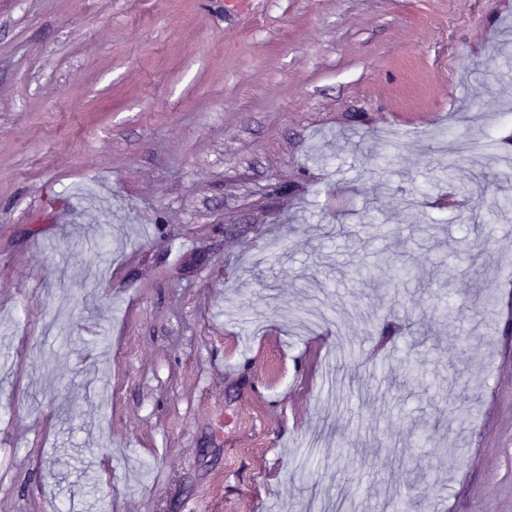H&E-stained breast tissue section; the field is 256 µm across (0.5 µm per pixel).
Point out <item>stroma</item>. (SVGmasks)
Here are the masks:
<instances>
[{
    "label": "stroma",
    "mask_w": 512,
    "mask_h": 512,
    "mask_svg": "<svg viewBox=\"0 0 512 512\" xmlns=\"http://www.w3.org/2000/svg\"><path fill=\"white\" fill-rule=\"evenodd\" d=\"M508 106L512 0H0V512H512Z\"/></svg>",
    "instance_id": "1"
}]
</instances>
